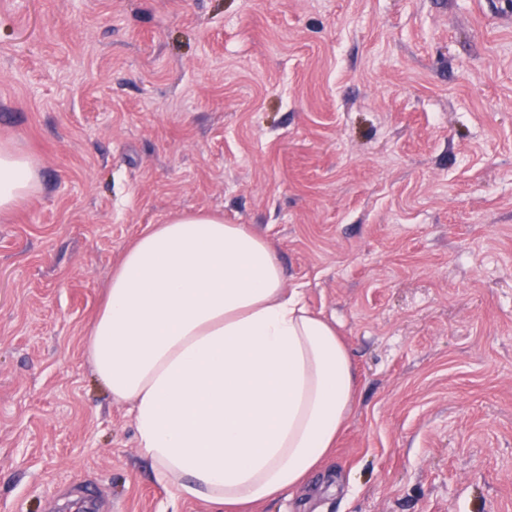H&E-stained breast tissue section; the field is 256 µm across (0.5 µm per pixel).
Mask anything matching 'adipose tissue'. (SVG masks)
<instances>
[{
	"mask_svg": "<svg viewBox=\"0 0 512 512\" xmlns=\"http://www.w3.org/2000/svg\"><path fill=\"white\" fill-rule=\"evenodd\" d=\"M37 184L1 144L0 212ZM86 355L157 473L221 508L305 486L355 404L335 326L284 290L269 241L214 213L174 215L125 249Z\"/></svg>",
	"mask_w": 512,
	"mask_h": 512,
	"instance_id": "1",
	"label": "adipose tissue"
}]
</instances>
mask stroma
Returning a JSON list of instances; mask_svg holds the SVG:
<instances>
[{
    "instance_id": "obj_1",
    "label": "stroma",
    "mask_w": 512,
    "mask_h": 512,
    "mask_svg": "<svg viewBox=\"0 0 512 512\" xmlns=\"http://www.w3.org/2000/svg\"><path fill=\"white\" fill-rule=\"evenodd\" d=\"M512 0H0V512L176 498L85 354L123 250L270 240L358 378L338 488L248 512H512ZM30 157L13 145H0V212L13 209L37 187Z\"/></svg>"
}]
</instances>
